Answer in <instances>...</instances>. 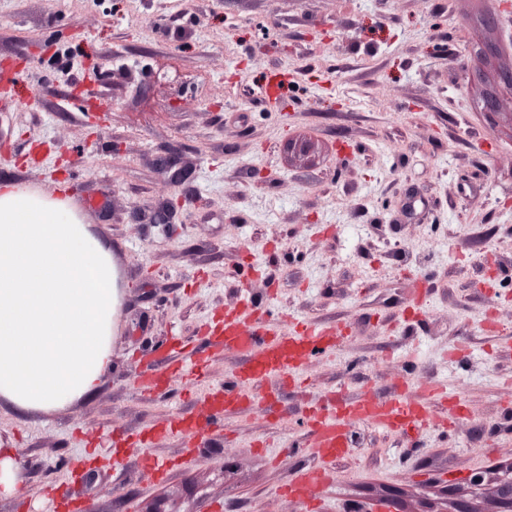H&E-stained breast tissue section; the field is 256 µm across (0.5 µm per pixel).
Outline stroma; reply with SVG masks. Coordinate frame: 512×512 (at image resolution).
I'll list each match as a JSON object with an SVG mask.
<instances>
[{"instance_id": "obj_1", "label": "stroma", "mask_w": 512, "mask_h": 512, "mask_svg": "<svg viewBox=\"0 0 512 512\" xmlns=\"http://www.w3.org/2000/svg\"><path fill=\"white\" fill-rule=\"evenodd\" d=\"M501 54L485 61L486 41ZM0 182L69 199L112 243L121 292L112 369L90 397L43 413L0 400V445L23 483L0 512H307L281 494L316 465L312 401L447 383L463 409L444 427L385 433L352 424L326 512H505L512 481V13L501 0H0ZM98 75L87 78V62ZM283 78L285 103L264 100ZM496 110L484 105L487 93ZM108 109L92 128L88 103ZM186 171L171 182L159 160ZM170 225L150 218L167 201ZM249 274L275 320L338 324L307 360L302 398L279 380L213 422L205 383L232 380L237 353L206 326ZM424 296H417V289ZM177 339L206 349L152 392ZM177 418L193 433L112 455ZM480 483H473L474 474Z\"/></svg>"}]
</instances>
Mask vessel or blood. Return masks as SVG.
<instances>
[{"label": "vessel or blood", "instance_id": "b4317fda", "mask_svg": "<svg viewBox=\"0 0 512 512\" xmlns=\"http://www.w3.org/2000/svg\"><path fill=\"white\" fill-rule=\"evenodd\" d=\"M212 335L217 345L248 358L246 372L233 385H218L210 393L213 416L244 404L254 396V385L301 365L309 356L335 346L337 338L332 326L319 320H305L292 331L276 330L267 319L254 316L248 309L226 313ZM173 358L181 368H200L204 360L189 342L177 341ZM447 403L449 417H456L457 403L452 402L446 384H423L413 398L405 396L379 400L366 394L354 400L326 398L323 407L307 420L309 449L317 458L316 466L299 471L287 485L289 497L305 503L315 501L317 488L333 484L338 478L337 462L349 448L352 423H366L385 432L426 426L431 408Z\"/></svg>", "mask_w": 512, "mask_h": 512}]
</instances>
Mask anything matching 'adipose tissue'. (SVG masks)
<instances>
[{
  "instance_id": "1",
  "label": "adipose tissue",
  "mask_w": 512,
  "mask_h": 512,
  "mask_svg": "<svg viewBox=\"0 0 512 512\" xmlns=\"http://www.w3.org/2000/svg\"><path fill=\"white\" fill-rule=\"evenodd\" d=\"M111 243L68 202L0 188V399L50 412L112 368L119 306Z\"/></svg>"
}]
</instances>
